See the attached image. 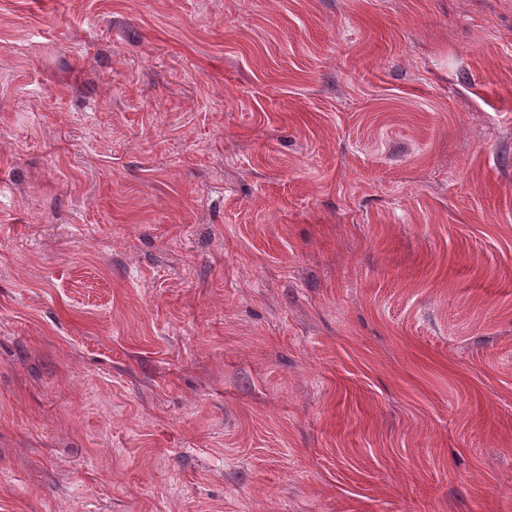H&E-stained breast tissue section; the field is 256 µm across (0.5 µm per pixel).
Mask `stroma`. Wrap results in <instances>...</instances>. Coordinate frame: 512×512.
Listing matches in <instances>:
<instances>
[{"instance_id":"obj_1","label":"stroma","mask_w":512,"mask_h":512,"mask_svg":"<svg viewBox=\"0 0 512 512\" xmlns=\"http://www.w3.org/2000/svg\"><path fill=\"white\" fill-rule=\"evenodd\" d=\"M0 512H512V0H0Z\"/></svg>"}]
</instances>
